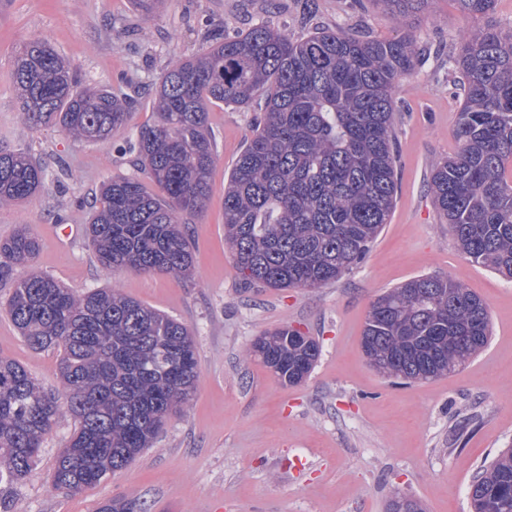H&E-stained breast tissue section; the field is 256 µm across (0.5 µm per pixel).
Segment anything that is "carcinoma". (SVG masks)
Returning <instances> with one entry per match:
<instances>
[{
	"label": "carcinoma",
	"mask_w": 512,
	"mask_h": 512,
	"mask_svg": "<svg viewBox=\"0 0 512 512\" xmlns=\"http://www.w3.org/2000/svg\"><path fill=\"white\" fill-rule=\"evenodd\" d=\"M397 20L429 0H380ZM467 16L494 14L498 0H454ZM422 52L404 34L364 39L341 31L305 38L259 23L178 60L159 78L155 120L134 148L136 176L101 185L86 236L105 271L193 270L183 216L211 197L215 146L208 104L254 108L256 128L224 186V237L246 288H321L363 261L396 202L394 89ZM461 73L458 149L430 173L434 202L460 255L512 279V28L485 24L449 57ZM14 85L23 119L76 140L103 142L125 125L126 100L81 87L76 69L45 39L24 43ZM44 170L28 150H0V207L32 196ZM37 239L20 227L0 241V279L30 264ZM5 310L33 349L59 352L65 399L44 390L13 359L0 356V512L32 472L44 437L62 411L77 426L59 455L54 484L77 493L125 468L165 422L183 411L198 379L188 328L114 289L76 293L31 272L14 282ZM292 330L267 332L252 353L283 385L304 382L319 343ZM487 304L464 285L422 275L371 302L362 348L380 373L405 381L454 372L488 345ZM473 512H512V448L494 456L469 488ZM100 512H144L136 499H113ZM388 512H423L395 494Z\"/></svg>",
	"instance_id": "1"
}]
</instances>
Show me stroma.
Returning a JSON list of instances; mask_svg holds the SVG:
<instances>
[{
  "label": "stroma",
  "instance_id": "35a3bbf8",
  "mask_svg": "<svg viewBox=\"0 0 512 512\" xmlns=\"http://www.w3.org/2000/svg\"><path fill=\"white\" fill-rule=\"evenodd\" d=\"M265 21L294 36L338 29L392 39L414 35L424 50L416 73L396 85L399 188L392 214L352 272L321 288H243L224 241V176L253 134L255 114L212 107L217 159L206 212L187 217L194 269L102 271L85 238L87 205L102 182L134 172L129 146L152 122L153 85L174 61L196 56L215 34L231 37ZM454 0L400 24L377 0H162L150 15L132 0H0V149L27 148L45 170L28 200L0 207V239L27 226L38 238L36 270L76 292L114 288L184 323L199 378L191 401L135 461L70 494L52 482L75 427L61 413L11 512H98L115 498L149 512H387L394 494L423 512H470L469 487L486 459L512 446V281L464 260L429 189L436 160L453 154L462 94L448 57L477 27ZM48 40L85 86L136 101L125 128L105 142L29 128L13 83L22 41ZM444 275L490 312L485 350L453 374L408 385L373 369L361 348L370 302L420 275ZM290 326L322 348L310 377L281 385L249 353L264 333ZM0 355L49 391L61 388L57 349H33L0 313ZM305 458L299 470L293 457Z\"/></svg>",
  "mask_w": 512,
  "mask_h": 512
}]
</instances>
